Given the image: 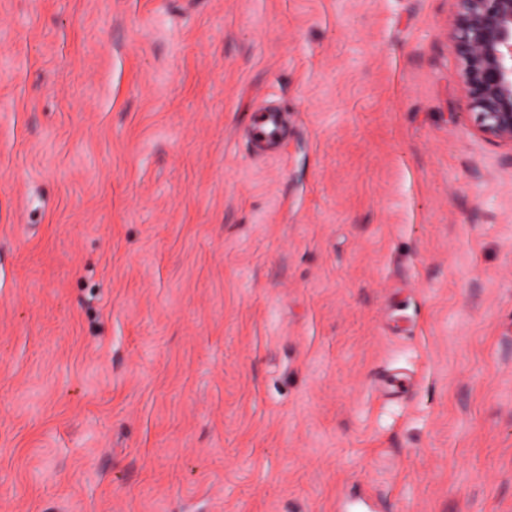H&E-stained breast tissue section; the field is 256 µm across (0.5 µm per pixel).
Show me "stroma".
I'll return each mask as SVG.
<instances>
[{"mask_svg": "<svg viewBox=\"0 0 512 512\" xmlns=\"http://www.w3.org/2000/svg\"><path fill=\"white\" fill-rule=\"evenodd\" d=\"M451 23L0 0V512H512V146ZM278 112L270 108H260L252 111L248 128L253 141L269 148H275L279 144L283 127Z\"/></svg>", "mask_w": 512, "mask_h": 512, "instance_id": "stroma-1", "label": "stroma"}]
</instances>
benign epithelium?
Wrapping results in <instances>:
<instances>
[{
    "label": "benign epithelium",
    "mask_w": 512,
    "mask_h": 512,
    "mask_svg": "<svg viewBox=\"0 0 512 512\" xmlns=\"http://www.w3.org/2000/svg\"><path fill=\"white\" fill-rule=\"evenodd\" d=\"M448 52L476 130L512 144V0H452Z\"/></svg>",
    "instance_id": "7a95c632"
}]
</instances>
